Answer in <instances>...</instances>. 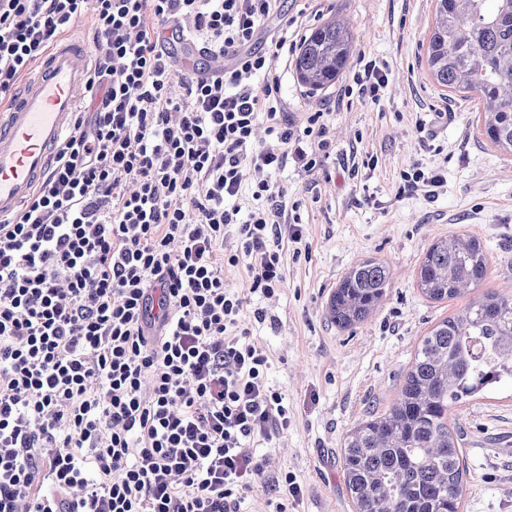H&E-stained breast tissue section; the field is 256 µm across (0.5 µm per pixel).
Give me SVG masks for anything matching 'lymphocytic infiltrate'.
Instances as JSON below:
<instances>
[{
    "label": "lymphocytic infiltrate",
    "instance_id": "lymphocytic-infiltrate-1",
    "mask_svg": "<svg viewBox=\"0 0 512 512\" xmlns=\"http://www.w3.org/2000/svg\"><path fill=\"white\" fill-rule=\"evenodd\" d=\"M80 20L89 107L0 219V512H288V397L251 336L303 239L273 176L318 175L333 144L325 107L281 96L294 22L281 0H0V102ZM170 27L208 76L170 58ZM389 76L359 64L358 97Z\"/></svg>",
    "mask_w": 512,
    "mask_h": 512
}]
</instances>
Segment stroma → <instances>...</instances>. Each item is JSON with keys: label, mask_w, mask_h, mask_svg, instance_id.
<instances>
[{"label": "stroma", "mask_w": 512, "mask_h": 512, "mask_svg": "<svg viewBox=\"0 0 512 512\" xmlns=\"http://www.w3.org/2000/svg\"><path fill=\"white\" fill-rule=\"evenodd\" d=\"M301 19L298 36L338 13L352 25L357 52L387 63L381 102L352 96L329 117L336 152L317 179L291 166L277 174L299 203L304 252L286 250L288 286L254 327L269 349V379L288 395L292 423L277 458L304 496L290 512H353L340 467V443L369 412L396 398L423 336L462 300L432 301L415 274L438 238L464 233L486 247L488 268L473 292L512 294V155L492 146L477 120L478 96L448 92L429 71L426 45L435 0H283ZM378 163L367 168L364 161ZM421 160L438 169L436 201L398 192L400 174ZM375 257L391 270L381 310L339 332L325 301L347 269ZM467 479L462 512H512V386L494 387L455 408Z\"/></svg>", "instance_id": "1"}]
</instances>
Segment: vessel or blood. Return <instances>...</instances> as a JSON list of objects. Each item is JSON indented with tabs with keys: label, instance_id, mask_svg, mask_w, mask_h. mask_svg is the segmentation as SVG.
Instances as JSON below:
<instances>
[{
	"label": "vessel or blood",
	"instance_id": "b4317fda",
	"mask_svg": "<svg viewBox=\"0 0 512 512\" xmlns=\"http://www.w3.org/2000/svg\"><path fill=\"white\" fill-rule=\"evenodd\" d=\"M91 62L85 43L64 35L16 97L0 105V218L17 212L49 170L74 124V90L85 84Z\"/></svg>",
	"mask_w": 512,
	"mask_h": 512
}]
</instances>
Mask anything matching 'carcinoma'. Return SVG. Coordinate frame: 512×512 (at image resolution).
<instances>
[{"mask_svg":"<svg viewBox=\"0 0 512 512\" xmlns=\"http://www.w3.org/2000/svg\"><path fill=\"white\" fill-rule=\"evenodd\" d=\"M427 62L435 82L480 96L487 141L512 154V0H435ZM355 51L346 20L334 14L299 44L297 82L312 93L336 83ZM476 238L435 240L417 270L432 301L453 300L486 277ZM391 288L382 260H359L331 292L327 316L340 331L370 319ZM512 384V297L491 292L424 336L400 392L371 412L341 444V469L354 512H460L467 470L450 410L494 384Z\"/></svg>","mask_w":512,"mask_h":512,"instance_id":"1","label":"carcinoma"}]
</instances>
